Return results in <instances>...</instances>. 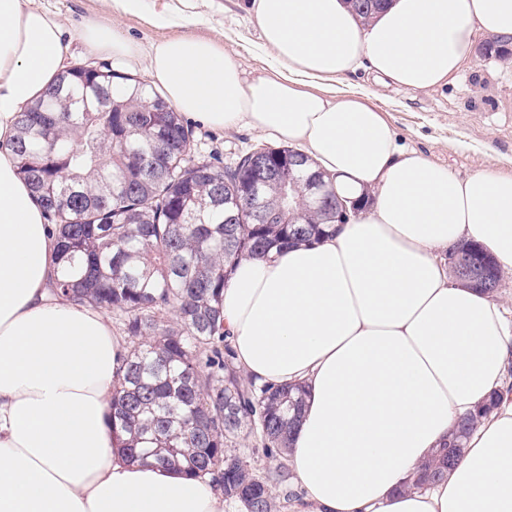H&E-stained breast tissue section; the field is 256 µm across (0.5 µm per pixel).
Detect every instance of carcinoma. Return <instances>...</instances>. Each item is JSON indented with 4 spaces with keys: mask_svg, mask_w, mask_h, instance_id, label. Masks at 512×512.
I'll return each mask as SVG.
<instances>
[{
    "mask_svg": "<svg viewBox=\"0 0 512 512\" xmlns=\"http://www.w3.org/2000/svg\"><path fill=\"white\" fill-rule=\"evenodd\" d=\"M365 23L384 0H348ZM499 59L512 48L487 40ZM12 143L20 177L55 224L59 262L49 285L111 312L129 340L112 393V428L124 452L207 476L245 512H275L272 479L251 472L228 445L257 430L266 452L285 453L305 404L303 387L256 391L236 370L224 340V288L240 259L311 242L350 216L336 193L319 201L322 177L290 146H256L232 166L189 158L194 130L159 94L108 68L72 67L18 117ZM281 165L276 174L260 163ZM254 199L241 206L247 186ZM479 271L470 286L492 293L502 271L486 249L464 243ZM479 416L466 413L448 446L422 464L419 485L442 480L447 457L464 454Z\"/></svg>",
    "mask_w": 512,
    "mask_h": 512,
    "instance_id": "obj_1",
    "label": "carcinoma"
}]
</instances>
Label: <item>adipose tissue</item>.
<instances>
[{
    "instance_id": "1",
    "label": "adipose tissue",
    "mask_w": 512,
    "mask_h": 512,
    "mask_svg": "<svg viewBox=\"0 0 512 512\" xmlns=\"http://www.w3.org/2000/svg\"><path fill=\"white\" fill-rule=\"evenodd\" d=\"M196 2L103 0L181 33L144 43L88 21L80 39L114 66H145L188 119L299 144L340 195L369 199L331 236L241 260L224 290L236 367L255 386L306 391L293 512H512L509 400L446 480L405 488L459 416L512 384L503 306L443 259L477 242L512 271V175L458 178L402 148L368 89L329 91L360 70L407 91L446 85L478 36L512 41V0H389L366 24L345 0H249L257 74L194 33ZM68 56L52 15L0 0V512H227L209 478L126 459L110 412L127 339L48 288L53 227L9 144Z\"/></svg>"
}]
</instances>
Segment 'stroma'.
Segmentation results:
<instances>
[{
  "instance_id": "obj_1",
  "label": "stroma",
  "mask_w": 512,
  "mask_h": 512,
  "mask_svg": "<svg viewBox=\"0 0 512 512\" xmlns=\"http://www.w3.org/2000/svg\"><path fill=\"white\" fill-rule=\"evenodd\" d=\"M204 8L195 31L222 40L236 53L246 71L264 68V58L248 51L257 33L246 11V0H217ZM63 26L70 44L69 65L103 66L102 57L85 51L79 38L82 22L106 16L101 0H36ZM371 101L382 109L398 142L431 160L447 165L464 178L496 168L512 174V61L473 54L458 80L447 86L406 92L393 86H376ZM197 158L218 155L224 164L261 144H278V137L239 125L216 131L194 123Z\"/></svg>"
}]
</instances>
